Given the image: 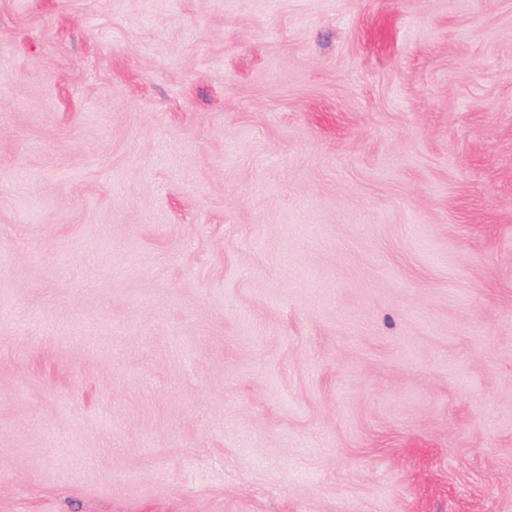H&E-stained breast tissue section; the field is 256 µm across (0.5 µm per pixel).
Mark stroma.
I'll return each instance as SVG.
<instances>
[{"label": "stroma", "mask_w": 512, "mask_h": 512, "mask_svg": "<svg viewBox=\"0 0 512 512\" xmlns=\"http://www.w3.org/2000/svg\"><path fill=\"white\" fill-rule=\"evenodd\" d=\"M0 512H512V0H0Z\"/></svg>", "instance_id": "1"}]
</instances>
